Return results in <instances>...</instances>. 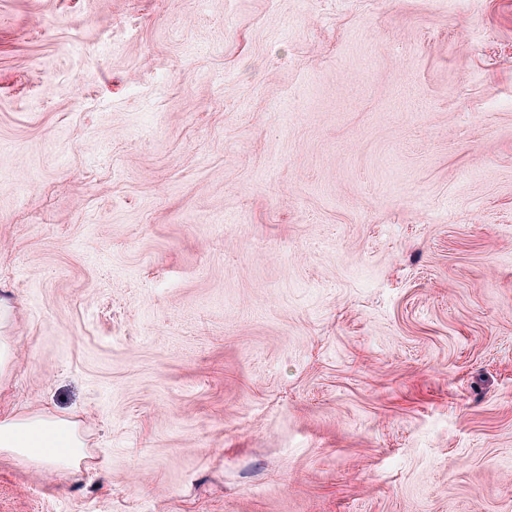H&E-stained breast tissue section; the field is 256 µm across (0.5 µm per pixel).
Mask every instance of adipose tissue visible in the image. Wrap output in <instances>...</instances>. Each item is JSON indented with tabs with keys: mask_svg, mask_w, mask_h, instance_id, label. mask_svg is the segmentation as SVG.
Returning a JSON list of instances; mask_svg holds the SVG:
<instances>
[{
	"mask_svg": "<svg viewBox=\"0 0 512 512\" xmlns=\"http://www.w3.org/2000/svg\"><path fill=\"white\" fill-rule=\"evenodd\" d=\"M0 452L79 473L91 452L78 421L48 411H0Z\"/></svg>",
	"mask_w": 512,
	"mask_h": 512,
	"instance_id": "adipose-tissue-1",
	"label": "adipose tissue"
}]
</instances>
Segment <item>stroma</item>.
Returning a JSON list of instances; mask_svg holds the SVG:
<instances>
[{
  "label": "stroma",
  "instance_id": "stroma-1",
  "mask_svg": "<svg viewBox=\"0 0 512 512\" xmlns=\"http://www.w3.org/2000/svg\"><path fill=\"white\" fill-rule=\"evenodd\" d=\"M0 512H512V0H0ZM14 319V308L8 300L0 298V384L16 359L15 347L10 336H2L1 330L8 327ZM0 452L55 470L80 473L91 457L80 423L48 411H0Z\"/></svg>",
  "mask_w": 512,
  "mask_h": 512
}]
</instances>
